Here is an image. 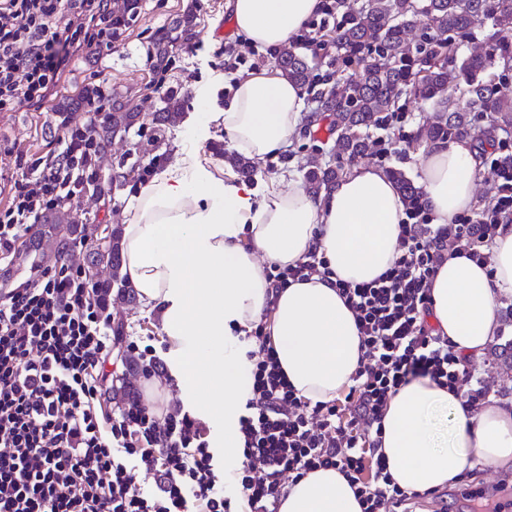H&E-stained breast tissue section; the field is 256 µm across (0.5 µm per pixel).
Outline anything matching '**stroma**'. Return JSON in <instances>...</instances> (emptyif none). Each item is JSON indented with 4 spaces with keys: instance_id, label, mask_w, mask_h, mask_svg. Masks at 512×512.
<instances>
[{
    "instance_id": "1",
    "label": "stroma",
    "mask_w": 512,
    "mask_h": 512,
    "mask_svg": "<svg viewBox=\"0 0 512 512\" xmlns=\"http://www.w3.org/2000/svg\"><path fill=\"white\" fill-rule=\"evenodd\" d=\"M197 12L196 36L188 49L175 57L172 68L165 76V86L182 87L190 96L189 111L169 126L164 133L162 150L167 161H174L179 154L197 152L203 163L224 165L225 159L214 149L225 139L224 130L211 126L205 138H198L191 121L195 112H216L231 93L235 73L256 71L275 65L272 50L252 44L241 48L244 60L235 70H228L224 63L225 43L235 41L236 32H225L224 25L231 14L226 0H140L136 22L113 42L109 51L97 57L77 54L64 70L59 93H66L74 84L88 81L91 72H103L106 81L101 86L104 95L118 92L127 96L143 117H150L159 102L157 96L146 93L156 75L145 54V42L158 27L169 24L187 8ZM54 104H46L44 110L22 109L16 112H0V206L9 199V180L16 171L15 157L47 156L59 152V144L42 126L45 113L54 112ZM331 118L322 115L319 127H304L295 137L286 157L266 159L254 166L255 178L303 179L310 162L328 166L335 164L334 136H321L320 128L329 127ZM137 181H129L113 198L94 203L82 201L75 215L82 224L123 223L135 203ZM113 323L121 324L122 334L116 342L123 359H130L126 347L129 343L153 345L156 350L154 367L135 373L126 371L115 379L112 390L119 396L113 406H121L125 396L141 391L142 382L154 377H169L170 342L161 332L155 315L142 302L127 303L113 299ZM477 368L483 380L484 395H495L502 403L512 405V366L498 358L494 350H487ZM413 512H512V469L493 470L479 465L464 473L462 479L440 488L437 494H425L413 499Z\"/></svg>"
}]
</instances>
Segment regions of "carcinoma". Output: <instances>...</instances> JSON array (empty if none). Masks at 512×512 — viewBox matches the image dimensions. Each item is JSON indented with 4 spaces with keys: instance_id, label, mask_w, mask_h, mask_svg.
<instances>
[{
    "instance_id": "cac0c4a2",
    "label": "carcinoma",
    "mask_w": 512,
    "mask_h": 512,
    "mask_svg": "<svg viewBox=\"0 0 512 512\" xmlns=\"http://www.w3.org/2000/svg\"><path fill=\"white\" fill-rule=\"evenodd\" d=\"M330 10L336 13V27L310 39L320 50L334 48L344 69L353 74L337 81L330 76L312 74L297 42L286 43L276 50L279 68L288 80L305 88L315 83L319 111L333 117L336 134V166L313 165L304 173L308 191L318 195L328 190L343 175V161L365 153V131L382 123L395 111L404 94L432 100L438 106L439 120L415 133L413 142L421 147L428 142H452L466 138L483 141L485 129L477 130L473 113L484 114V122L494 128L512 127V83L505 77L495 78L493 66L512 69V0H363L359 6L349 0H333ZM138 16V0H112V31L129 28ZM197 15L188 8L167 27L157 28L146 46V56L155 73L166 74L173 57L192 41ZM491 25L493 33L486 48L468 57L459 56V45L474 32ZM94 86L74 89V95L59 105L58 112L69 119V111L91 97L100 96ZM112 106L103 121L92 130L90 143L99 152L124 139L131 132L143 137L144 122L124 96L115 93ZM161 107L152 114L151 135L146 144L136 143L132 164L138 177L148 170L142 166L143 155L153 153L151 161L163 159L159 153L166 124L184 112V93L167 89L160 96ZM398 183L405 204H411L419 189L402 173L390 171ZM74 205L55 208L39 241L49 249L40 250L39 265H58L69 249L81 244L87 249L85 273L94 283L97 299L103 306L112 301V288L127 300L135 299L121 276L123 264L122 228L110 227L108 242L99 244L94 237L95 224H80L73 215ZM111 271L108 279H98V270Z\"/></svg>"
}]
</instances>
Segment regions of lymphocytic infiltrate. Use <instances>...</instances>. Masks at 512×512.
I'll list each match as a JSON object with an SVG mask.
<instances>
[{
	"instance_id": "lymphocytic-infiltrate-1",
	"label": "lymphocytic infiltrate",
	"mask_w": 512,
	"mask_h": 512,
	"mask_svg": "<svg viewBox=\"0 0 512 512\" xmlns=\"http://www.w3.org/2000/svg\"><path fill=\"white\" fill-rule=\"evenodd\" d=\"M110 0H0V111L43 102L71 49L111 47ZM60 152L20 163L0 208V271L58 205L73 200L93 166L55 129ZM512 138L487 155L492 193L482 208L434 225L425 197L406 207L398 255L378 279L336 288L355 314L364 356L346 399L312 403L281 371L265 324L249 339L254 396L240 420L244 465L235 475L242 512H277L285 477L339 469L362 512H399L413 495L396 484L382 452L388 401L411 378L456 390L460 360L426 318L430 280L449 244L488 263V243L512 223ZM110 326L81 271L63 266L0 286V512H232L190 414L157 418L141 399L111 409L104 388ZM145 467V493L134 470Z\"/></svg>"
}]
</instances>
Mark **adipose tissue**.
Segmentation results:
<instances>
[{
    "mask_svg": "<svg viewBox=\"0 0 512 512\" xmlns=\"http://www.w3.org/2000/svg\"><path fill=\"white\" fill-rule=\"evenodd\" d=\"M237 35L258 47L287 43L319 16L324 0H227ZM304 94L279 70L239 75L218 112L199 127L223 125L230 150L261 161L286 153L302 130ZM480 160L470 143H437L415 154L435 224H448L472 203ZM404 206L379 169L357 167L327 192L310 195L298 181L250 185L231 168L198 156L178 158L140 186L123 227L122 274L156 311L168 337L175 385L149 379L146 398L195 403L230 467L241 466L239 420L252 396L253 366L241 339L268 318L278 363L298 396L334 400L352 385L363 352L352 309L335 280L377 279L398 254ZM332 278L310 276L274 291L266 267H294L311 248ZM431 316L462 362L479 361L496 336L502 300L512 298V224L500 225L482 265L468 248L449 247L431 280ZM382 451L394 481L423 494L477 464L512 466V408L495 398L467 405L462 391L427 377L401 386L383 418ZM279 512H362L335 468L290 482Z\"/></svg>",
    "mask_w": 512,
    "mask_h": 512,
    "instance_id": "ef3b65f1",
    "label": "adipose tissue"
}]
</instances>
